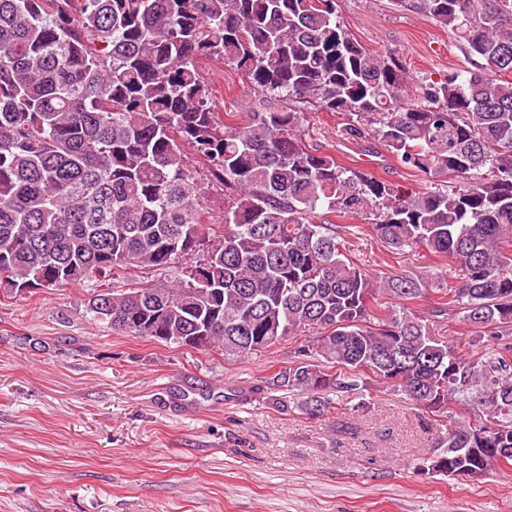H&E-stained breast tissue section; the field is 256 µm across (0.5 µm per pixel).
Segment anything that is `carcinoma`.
I'll list each match as a JSON object with an SVG mask.
<instances>
[{"label":"carcinoma","instance_id":"1","mask_svg":"<svg viewBox=\"0 0 512 512\" xmlns=\"http://www.w3.org/2000/svg\"><path fill=\"white\" fill-rule=\"evenodd\" d=\"M392 3L484 64L414 80L398 52L351 37L337 0H0V281L35 291L171 271L95 288L86 311L226 359L303 333L249 394L317 415L386 384L437 419L457 404L473 420L444 429L421 469L512 461V0ZM201 58L248 80L247 111L218 117ZM322 111L433 185L416 192L311 144ZM195 160L223 187L222 224L204 223ZM345 217L446 266L377 281L346 256L342 229L364 227ZM430 292L427 314L414 310ZM449 318L501 347L463 354L439 333Z\"/></svg>","mask_w":512,"mask_h":512}]
</instances>
